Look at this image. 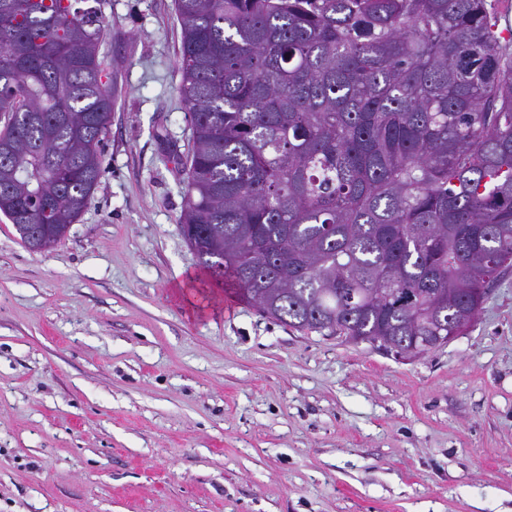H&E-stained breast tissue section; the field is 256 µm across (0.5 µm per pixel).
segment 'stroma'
Instances as JSON below:
<instances>
[{
  "mask_svg": "<svg viewBox=\"0 0 512 512\" xmlns=\"http://www.w3.org/2000/svg\"><path fill=\"white\" fill-rule=\"evenodd\" d=\"M107 15L89 208L41 253L0 215V512H512V271L410 360L205 284L174 0Z\"/></svg>",
  "mask_w": 512,
  "mask_h": 512,
  "instance_id": "obj_1",
  "label": "stroma"
}]
</instances>
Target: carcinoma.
<instances>
[{
  "label": "carcinoma",
  "mask_w": 512,
  "mask_h": 512,
  "mask_svg": "<svg viewBox=\"0 0 512 512\" xmlns=\"http://www.w3.org/2000/svg\"><path fill=\"white\" fill-rule=\"evenodd\" d=\"M500 0H175L181 233L300 331L381 348L468 331L512 269V26ZM108 0H0V213L50 244L111 126Z\"/></svg>",
  "instance_id": "1"
}]
</instances>
